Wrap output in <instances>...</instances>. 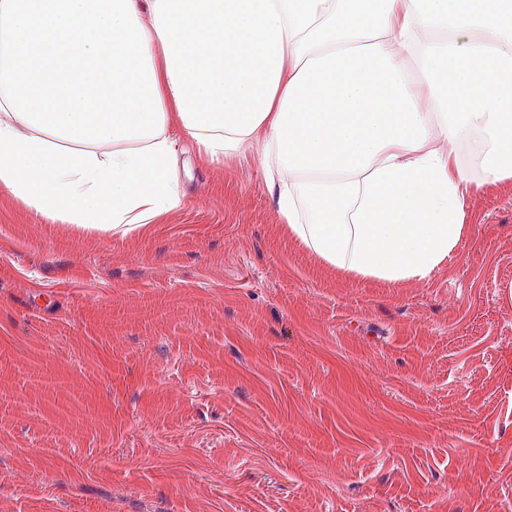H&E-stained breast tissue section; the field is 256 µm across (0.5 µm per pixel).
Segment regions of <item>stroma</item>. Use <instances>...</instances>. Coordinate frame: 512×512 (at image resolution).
Listing matches in <instances>:
<instances>
[{
  "mask_svg": "<svg viewBox=\"0 0 512 512\" xmlns=\"http://www.w3.org/2000/svg\"><path fill=\"white\" fill-rule=\"evenodd\" d=\"M180 156L125 235L0 199V512H512V182L396 286L290 238L255 153Z\"/></svg>",
  "mask_w": 512,
  "mask_h": 512,
  "instance_id": "1",
  "label": "stroma"
}]
</instances>
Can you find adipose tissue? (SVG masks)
<instances>
[{
    "mask_svg": "<svg viewBox=\"0 0 512 512\" xmlns=\"http://www.w3.org/2000/svg\"><path fill=\"white\" fill-rule=\"evenodd\" d=\"M477 138L512 181V0H0V194L54 223H157L179 141L254 150L283 230L403 284L456 249Z\"/></svg>",
    "mask_w": 512,
    "mask_h": 512,
    "instance_id": "1",
    "label": "adipose tissue"
}]
</instances>
